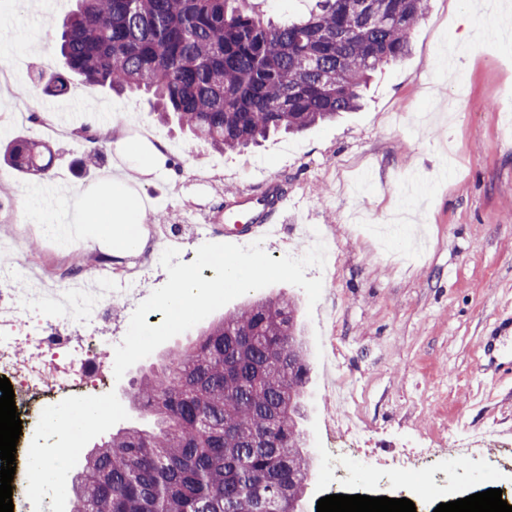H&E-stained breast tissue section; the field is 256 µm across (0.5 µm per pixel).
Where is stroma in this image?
Returning a JSON list of instances; mask_svg holds the SVG:
<instances>
[{"label": "stroma", "instance_id": "1", "mask_svg": "<svg viewBox=\"0 0 512 512\" xmlns=\"http://www.w3.org/2000/svg\"><path fill=\"white\" fill-rule=\"evenodd\" d=\"M75 8L76 0H0L6 16L0 53L24 49L8 60L0 140L23 137L56 151L40 175L0 166V258L31 259L41 272L51 262L112 253L110 240L72 237L68 213L78 192L113 172L115 132L152 137L167 168L137 175L134 187L152 201L144 221L153 225L159 249L177 248L180 261L192 262L201 245L196 226L223 209L231 193L261 196L275 187L296 206L281 232L263 240L272 258L307 252L312 240L299 232L302 224L322 225L335 244L339 262L306 272L323 282L316 305L287 283L249 294L258 300L282 293L299 303L310 363L303 426L314 460L303 512H317L328 494L360 488L326 478L325 418L332 403L323 392L320 356L327 336L336 346L337 374L361 383L360 445L376 458L438 446L462 423L501 424L505 435L491 445L512 448V377L495 376L483 352L487 338L512 326V101H492L498 86H512V25L500 14L473 12L471 0H431L409 53L378 70L360 110L300 135L222 153L190 146L138 95L79 80L64 95H45L38 74L61 70V26ZM492 26L499 36L487 37ZM451 44L460 56L448 70L443 57ZM19 103L40 115L67 104L100 140L91 144L16 121ZM22 222L35 232L19 236ZM190 338L187 332L171 338L96 394L112 415L77 439L51 425L70 408H55L44 420L28 413L16 464L27 463L28 449L47 460L68 446L74 469L111 432L142 423L128 400L130 388Z\"/></svg>", "mask_w": 512, "mask_h": 512}]
</instances>
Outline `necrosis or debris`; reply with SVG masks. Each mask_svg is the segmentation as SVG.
I'll return each instance as SVG.
<instances>
[{"instance_id":"4bbe7bcc","label":"necrosis or debris","mask_w":512,"mask_h":512,"mask_svg":"<svg viewBox=\"0 0 512 512\" xmlns=\"http://www.w3.org/2000/svg\"><path fill=\"white\" fill-rule=\"evenodd\" d=\"M141 278V270L106 262L95 273V287L56 280L43 288L33 281L29 261L0 270V377L12 384L18 413L106 385L114 362L112 339L103 332L106 316L113 304L137 296ZM345 418L351 421L347 434L352 445L336 451L338 477L376 485L386 476L433 501L441 495L438 472H468L483 452L484 439L495 432L491 426L464 429L447 446L393 457L383 475L378 460L357 445L360 417H349L345 409L330 413L327 423Z\"/></svg>"}]
</instances>
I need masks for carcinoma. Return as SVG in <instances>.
Returning <instances> with one entry per match:
<instances>
[{"label": "carcinoma", "mask_w": 512, "mask_h": 512, "mask_svg": "<svg viewBox=\"0 0 512 512\" xmlns=\"http://www.w3.org/2000/svg\"><path fill=\"white\" fill-rule=\"evenodd\" d=\"M430 0H311L275 23L251 0H77L61 33L70 81L143 92L159 119L199 147L242 150L360 107L380 66L409 53ZM45 143L0 144V160L36 175ZM296 304L248 301L211 324L132 400L157 419L125 428L72 476L69 512H301L311 474L300 426L308 383Z\"/></svg>", "instance_id": "1"}]
</instances>
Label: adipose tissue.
<instances>
[{
    "label": "adipose tissue",
    "mask_w": 512,
    "mask_h": 512,
    "mask_svg": "<svg viewBox=\"0 0 512 512\" xmlns=\"http://www.w3.org/2000/svg\"><path fill=\"white\" fill-rule=\"evenodd\" d=\"M118 158L127 169L141 173L163 169L164 152L145 140H120ZM145 206L141 195L120 177L103 180L94 190L78 193L72 220L79 227L91 226L111 239L119 252L132 254L142 244Z\"/></svg>",
    "instance_id": "1"
}]
</instances>
